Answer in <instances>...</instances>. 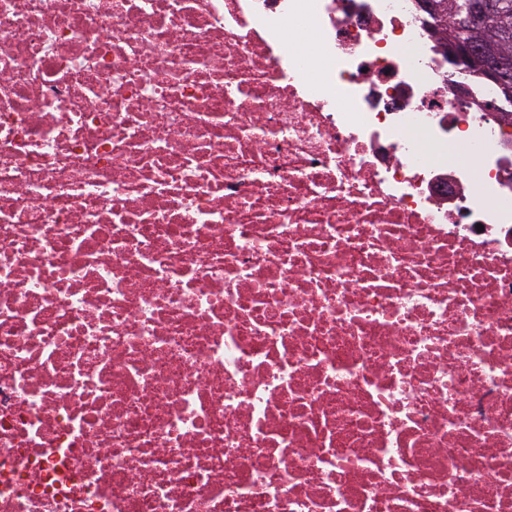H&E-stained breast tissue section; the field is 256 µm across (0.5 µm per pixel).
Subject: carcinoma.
Instances as JSON below:
<instances>
[{
  "label": "carcinoma",
  "mask_w": 512,
  "mask_h": 512,
  "mask_svg": "<svg viewBox=\"0 0 512 512\" xmlns=\"http://www.w3.org/2000/svg\"><path fill=\"white\" fill-rule=\"evenodd\" d=\"M473 2L474 0H436L439 9L431 15L436 24V32L464 42L480 41L491 50L512 56V40L503 43L499 36L501 29H512V0H508L511 4L508 12L491 15L481 27H473L468 22Z\"/></svg>",
  "instance_id": "obj_1"
}]
</instances>
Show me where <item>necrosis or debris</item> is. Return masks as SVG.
Wrapping results in <instances>:
<instances>
[{
	"instance_id": "1",
	"label": "necrosis or debris",
	"mask_w": 512,
	"mask_h": 512,
	"mask_svg": "<svg viewBox=\"0 0 512 512\" xmlns=\"http://www.w3.org/2000/svg\"><path fill=\"white\" fill-rule=\"evenodd\" d=\"M506 106L417 0H0V512H512Z\"/></svg>"
}]
</instances>
